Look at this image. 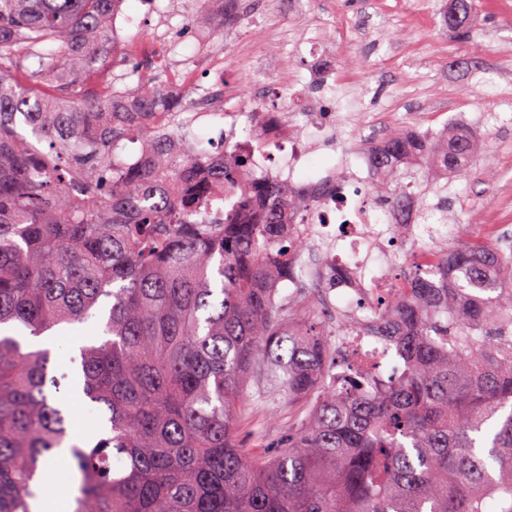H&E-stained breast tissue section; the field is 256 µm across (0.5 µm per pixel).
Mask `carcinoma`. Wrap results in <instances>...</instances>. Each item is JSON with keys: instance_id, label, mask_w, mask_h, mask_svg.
<instances>
[{"instance_id": "carcinoma-1", "label": "carcinoma", "mask_w": 512, "mask_h": 512, "mask_svg": "<svg viewBox=\"0 0 512 512\" xmlns=\"http://www.w3.org/2000/svg\"><path fill=\"white\" fill-rule=\"evenodd\" d=\"M121 2L0 0V326L103 325L69 374L0 334V512H33L62 448L72 512H512V259L472 241L413 263L381 307L400 375L327 386L331 335L272 299L300 248L286 216L309 201L241 184L245 150L176 151L182 101L106 73ZM452 10L470 38L472 2ZM473 150L468 132L370 147L379 166L412 158L428 189ZM413 186L396 172L368 190L393 208ZM221 207L224 223L203 221ZM251 380L270 421L294 409L258 460L237 443ZM64 389L89 411L76 433Z\"/></svg>"}]
</instances>
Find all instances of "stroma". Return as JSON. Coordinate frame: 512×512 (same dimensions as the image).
<instances>
[{
  "instance_id": "1",
  "label": "stroma",
  "mask_w": 512,
  "mask_h": 512,
  "mask_svg": "<svg viewBox=\"0 0 512 512\" xmlns=\"http://www.w3.org/2000/svg\"><path fill=\"white\" fill-rule=\"evenodd\" d=\"M468 41L442 24L451 0H235L230 17L193 25L195 0H124L130 36L159 31L169 49L154 59L109 58L129 86L170 83L193 66L196 87L235 81L239 104L302 84V106L332 99L337 123L366 128L421 121L476 133L470 174H449L427 203L448 199V222L512 231V0H474ZM493 180H485L484 170Z\"/></svg>"
}]
</instances>
